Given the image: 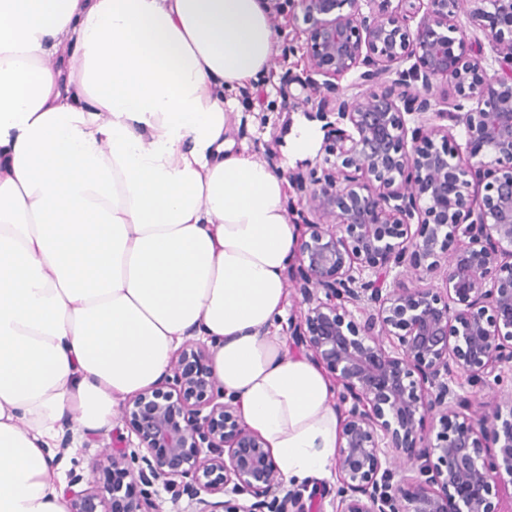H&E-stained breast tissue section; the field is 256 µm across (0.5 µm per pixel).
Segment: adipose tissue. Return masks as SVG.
<instances>
[{
    "mask_svg": "<svg viewBox=\"0 0 512 512\" xmlns=\"http://www.w3.org/2000/svg\"><path fill=\"white\" fill-rule=\"evenodd\" d=\"M275 41L263 0H0V512H67L60 420L114 425L196 331L282 477L330 476L331 383L272 329L299 228L224 151Z\"/></svg>",
    "mask_w": 512,
    "mask_h": 512,
    "instance_id": "obj_1",
    "label": "adipose tissue"
}]
</instances>
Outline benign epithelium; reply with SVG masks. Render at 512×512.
I'll return each mask as SVG.
<instances>
[{"label":"benign epithelium","instance_id":"1","mask_svg":"<svg viewBox=\"0 0 512 512\" xmlns=\"http://www.w3.org/2000/svg\"><path fill=\"white\" fill-rule=\"evenodd\" d=\"M387 2L364 15L357 0H265L272 22L286 14L306 36L304 82L326 91L317 115L329 127L324 165L286 173L313 217L288 270L300 309L288 346L340 387L336 512H494L491 497L512 485V420L476 397L512 404L491 383L512 367V0L392 12ZM464 4L497 46V69L469 110L482 57L455 24ZM405 57L415 63L397 67ZM355 70L373 90L350 97L338 79ZM438 80L459 92L451 111L431 94ZM414 114L423 120L409 127ZM448 121L463 126L470 157L494 159L451 163L436 144L448 141ZM470 176L489 180L481 206ZM440 272L442 294L427 284ZM403 274L415 287H401ZM349 305L360 319H346ZM210 354L187 341L155 386L121 406L138 444L114 435L88 475H70L69 512H157L159 485L188 496L191 512H315L327 489H284ZM132 464L135 496L115 481Z\"/></svg>","mask_w":512,"mask_h":512}]
</instances>
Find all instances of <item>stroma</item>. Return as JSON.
I'll use <instances>...</instances> for the list:
<instances>
[{"instance_id": "stroma-1", "label": "stroma", "mask_w": 512, "mask_h": 512, "mask_svg": "<svg viewBox=\"0 0 512 512\" xmlns=\"http://www.w3.org/2000/svg\"><path fill=\"white\" fill-rule=\"evenodd\" d=\"M289 29H275V50L266 73L256 82L234 93L236 108L225 133V150L274 156L275 168L285 172L322 164L326 156L327 130L312 113L323 92L301 86L296 77L305 65L304 41L288 35ZM111 440L110 431L83 436L73 431L57 466L61 473H87L89 463Z\"/></svg>"}]
</instances>
